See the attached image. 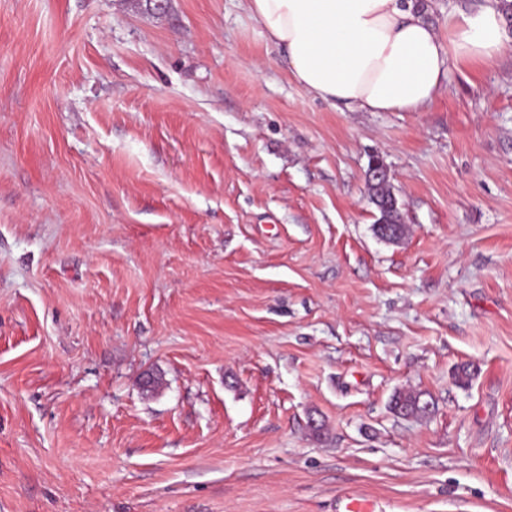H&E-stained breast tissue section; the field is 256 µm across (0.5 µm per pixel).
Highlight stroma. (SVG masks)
<instances>
[{"label":"stroma","mask_w":512,"mask_h":512,"mask_svg":"<svg viewBox=\"0 0 512 512\" xmlns=\"http://www.w3.org/2000/svg\"><path fill=\"white\" fill-rule=\"evenodd\" d=\"M348 494L512 512V50L351 111L245 0H0V512ZM377 183L375 185H368L369 196L372 204L375 205L379 212V217L376 221H384L386 224H374L373 230L376 236L386 242L396 243L400 241L406 233L404 224L399 223L398 209L393 207V194L390 189L391 184ZM428 395L427 398H423ZM427 399L432 405V409L428 411L421 400ZM390 410L401 416L402 413L415 418H426L435 413L436 405L433 398L424 392L416 391H396L390 400ZM403 416V415H402Z\"/></svg>","instance_id":"obj_1"}]
</instances>
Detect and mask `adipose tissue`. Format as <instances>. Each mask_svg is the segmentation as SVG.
Listing matches in <instances>:
<instances>
[{"mask_svg": "<svg viewBox=\"0 0 512 512\" xmlns=\"http://www.w3.org/2000/svg\"><path fill=\"white\" fill-rule=\"evenodd\" d=\"M288 71L310 94L352 110L417 112L443 89L451 62L489 63L505 49L499 0L448 16L440 36L413 0H247Z\"/></svg>", "mask_w": 512, "mask_h": 512, "instance_id": "ef3b65f1", "label": "adipose tissue"}]
</instances>
